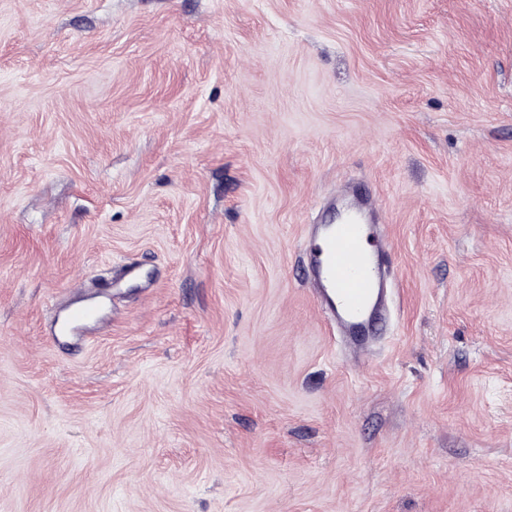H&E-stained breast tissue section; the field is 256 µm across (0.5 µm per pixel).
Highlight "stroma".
Wrapping results in <instances>:
<instances>
[{"label": "stroma", "instance_id": "stroma-1", "mask_svg": "<svg viewBox=\"0 0 512 512\" xmlns=\"http://www.w3.org/2000/svg\"><path fill=\"white\" fill-rule=\"evenodd\" d=\"M356 180L353 363L304 238ZM0 512H512V0H0ZM357 203L339 224H318L305 239L306 282L320 308L355 357L373 349L387 325L388 295L394 286L383 271L385 241L376 232L375 200L365 188L356 190ZM112 282H121L128 284L130 288H136L140 292H145L153 288L154 284L141 274L138 267L127 264L113 277ZM98 316V306L94 303H85L83 300L74 301L66 310L58 326L59 318L55 323L54 336H69L85 342L90 339L88 325Z\"/></svg>", "mask_w": 512, "mask_h": 512}]
</instances>
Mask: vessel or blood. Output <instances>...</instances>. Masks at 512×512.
<instances>
[{"mask_svg": "<svg viewBox=\"0 0 512 512\" xmlns=\"http://www.w3.org/2000/svg\"><path fill=\"white\" fill-rule=\"evenodd\" d=\"M356 198L341 223L318 225L307 235L306 281L342 339L361 358L371 352L387 325L390 290L382 263L386 243L377 234V221L372 217L376 203L362 187ZM97 316L96 304L72 302L54 334L88 341V325Z\"/></svg>", "mask_w": 512, "mask_h": 512, "instance_id": "b4317fda", "label": "vessel or blood"}]
</instances>
